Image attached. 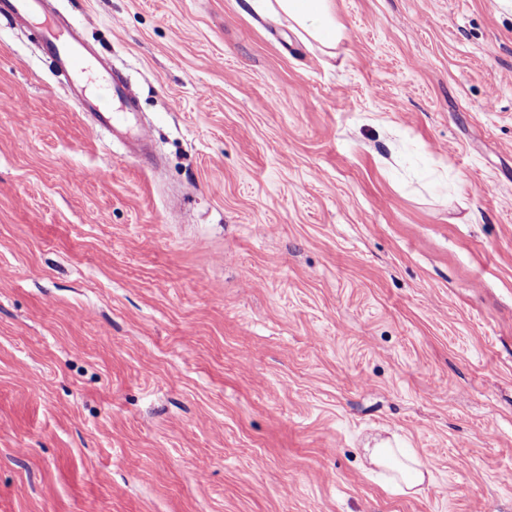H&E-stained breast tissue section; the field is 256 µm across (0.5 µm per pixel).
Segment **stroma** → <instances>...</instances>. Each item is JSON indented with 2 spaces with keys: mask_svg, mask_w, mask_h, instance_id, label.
Here are the masks:
<instances>
[{
  "mask_svg": "<svg viewBox=\"0 0 512 512\" xmlns=\"http://www.w3.org/2000/svg\"><path fill=\"white\" fill-rule=\"evenodd\" d=\"M52 4L157 161L0 21V512H512V8ZM254 7L285 15L309 37L324 46L333 47L341 38V29L330 12L327 0H248ZM369 463L376 467L384 483L390 489L403 494L419 493L426 480L432 476L427 466L412 453H403L400 448H391L388 443H380L368 448Z\"/></svg>",
  "mask_w": 512,
  "mask_h": 512,
  "instance_id": "35a3bbf8",
  "label": "stroma"
}]
</instances>
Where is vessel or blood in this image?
<instances>
[{
	"instance_id": "b4317fda",
	"label": "vessel or blood",
	"mask_w": 512,
	"mask_h": 512,
	"mask_svg": "<svg viewBox=\"0 0 512 512\" xmlns=\"http://www.w3.org/2000/svg\"><path fill=\"white\" fill-rule=\"evenodd\" d=\"M0 21L17 26L39 22L44 29L45 55L54 69L68 78L69 100L81 105L97 128L123 138V121L101 104L95 88L104 86L126 113L135 112L137 103L110 59L83 39L80 24L52 13L47 0H0Z\"/></svg>"
}]
</instances>
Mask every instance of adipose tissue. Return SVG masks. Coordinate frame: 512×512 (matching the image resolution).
Returning <instances> with one entry per match:
<instances>
[{"mask_svg": "<svg viewBox=\"0 0 512 512\" xmlns=\"http://www.w3.org/2000/svg\"><path fill=\"white\" fill-rule=\"evenodd\" d=\"M253 6L287 16L309 37L324 46H334L342 35L327 0H251ZM368 459L376 467L387 487L403 494L419 493L431 477L427 466L412 453L381 443L369 449Z\"/></svg>", "mask_w": 512, "mask_h": 512, "instance_id": "ef3b65f1", "label": "adipose tissue"}]
</instances>
